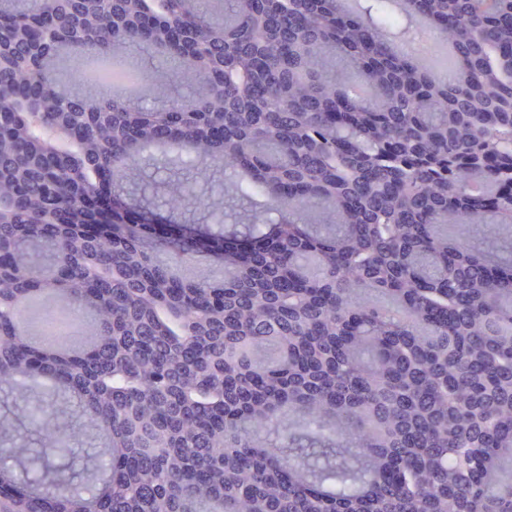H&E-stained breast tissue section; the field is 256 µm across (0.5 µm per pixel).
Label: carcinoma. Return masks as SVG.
Wrapping results in <instances>:
<instances>
[{"mask_svg": "<svg viewBox=\"0 0 512 512\" xmlns=\"http://www.w3.org/2000/svg\"><path fill=\"white\" fill-rule=\"evenodd\" d=\"M339 2L0 0V387L45 461L0 512H512V0ZM412 16L451 75L379 35ZM159 145L179 233L82 228ZM211 169L246 250L186 217ZM40 293L93 345L18 330Z\"/></svg>", "mask_w": 512, "mask_h": 512, "instance_id": "carcinoma-1", "label": "carcinoma"}]
</instances>
